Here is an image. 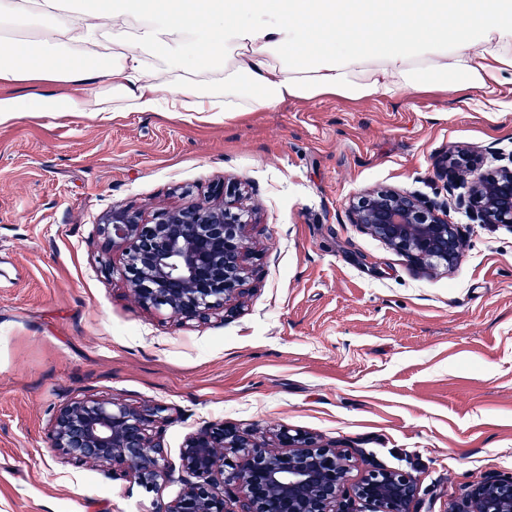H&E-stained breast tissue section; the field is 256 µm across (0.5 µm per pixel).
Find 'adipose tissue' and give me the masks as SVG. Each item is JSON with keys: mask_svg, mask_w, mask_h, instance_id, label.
<instances>
[{"mask_svg": "<svg viewBox=\"0 0 512 512\" xmlns=\"http://www.w3.org/2000/svg\"><path fill=\"white\" fill-rule=\"evenodd\" d=\"M20 16L36 33L0 52V118L61 83L70 112L229 114L512 77V0H0Z\"/></svg>", "mask_w": 512, "mask_h": 512, "instance_id": "1", "label": "adipose tissue"}]
</instances>
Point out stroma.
I'll use <instances>...</instances> for the list:
<instances>
[{
	"instance_id": "obj_1",
	"label": "stroma",
	"mask_w": 512,
	"mask_h": 512,
	"mask_svg": "<svg viewBox=\"0 0 512 512\" xmlns=\"http://www.w3.org/2000/svg\"><path fill=\"white\" fill-rule=\"evenodd\" d=\"M493 173L512 152V79L477 92L324 97L238 112H26L0 122V512H154L146 492L60 460L50 422L96 396L165 408L167 460L223 421L286 428L417 476L445 512L512 475V229L470 223L454 269L420 268L347 218L357 192L443 191L449 146ZM241 183L253 243L237 314L181 324L141 306L100 233Z\"/></svg>"
}]
</instances>
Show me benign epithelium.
<instances>
[{
    "instance_id": "obj_1",
    "label": "benign epithelium",
    "mask_w": 512,
    "mask_h": 512,
    "mask_svg": "<svg viewBox=\"0 0 512 512\" xmlns=\"http://www.w3.org/2000/svg\"><path fill=\"white\" fill-rule=\"evenodd\" d=\"M497 175L464 177L459 155L447 148L437 176L467 204V217L512 229V154ZM213 201L159 211L148 221L131 209L115 208L100 227L122 252V277L143 306L169 311L180 323H206L233 311L246 293L245 234L252 221L238 205L236 190L220 182ZM348 220L404 253L412 262L461 261L457 225L444 200L410 190H365ZM158 405L128 404L86 396L61 404L51 422L50 447L64 460L90 464L157 491L173 476L157 424ZM349 459L306 433L282 429L266 444L255 434L216 422L190 435L181 449L180 494L160 502L157 512H412L419 484L409 473L375 469L348 486ZM449 512H512V476H489Z\"/></svg>"
}]
</instances>
